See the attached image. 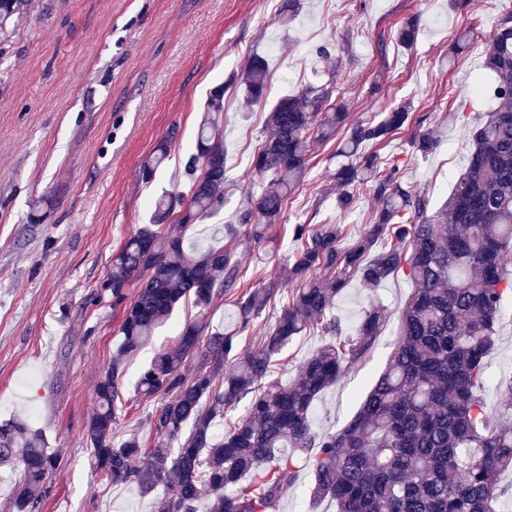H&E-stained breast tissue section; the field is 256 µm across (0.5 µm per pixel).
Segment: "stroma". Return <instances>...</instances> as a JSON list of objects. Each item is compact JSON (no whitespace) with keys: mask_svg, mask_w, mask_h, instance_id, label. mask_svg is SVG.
Wrapping results in <instances>:
<instances>
[{"mask_svg":"<svg viewBox=\"0 0 512 512\" xmlns=\"http://www.w3.org/2000/svg\"><path fill=\"white\" fill-rule=\"evenodd\" d=\"M282 0H32L0 56V422L18 420L59 449L61 466L35 512H156L157 493L112 484L92 468L83 439L97 383L120 342L123 305L105 292L113 254L150 217V203L165 193L187 192L183 161L192 152L203 106L225 87L224 151L228 191L223 209L201 223L162 225L166 236L212 244L216 231L234 223L246 190L262 181L251 169L265 139V113L301 84L318 83L334 66L336 87L350 103V122L380 119L404 105L409 124L373 146L378 158L403 160V180L440 206L452 178L472 149L471 129L492 105L471 94L490 80L482 49L506 0H303L298 17L283 24ZM419 15L413 49L395 40L401 23ZM471 30L468 50L453 48ZM329 46L332 58L318 57ZM264 57L269 73L294 69L302 83L269 80L263 103L247 105L228 86L251 55ZM423 118L437 141L416 155L411 138ZM178 135L169 159L151 181L143 161L170 129ZM337 141L317 149L302 186L285 204L269 239L232 243L245 282L274 287L269 307L241 337L257 347L292 291L284 268L297 244L296 224H337L350 245L375 208L369 187H358L349 210L336 204ZM413 291L403 275L376 289L353 282L334 315L353 324L375 300L387 324L371 351L346 377L326 389L313 411L316 430L334 432L356 411L383 372L399 331V315ZM197 310L179 304L151 342L124 366L120 385L123 431L152 446L148 416L155 403L140 398L136 382L159 351L174 346L180 328ZM324 342L316 331L297 336L280 354L272 381L285 383ZM512 377V296H506L480 390L497 410L496 383ZM310 467L277 512H336L331 500L313 499Z\"/></svg>","mask_w":512,"mask_h":512,"instance_id":"35a3bbf8","label":"stroma"}]
</instances>
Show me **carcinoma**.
<instances>
[{"label":"carcinoma","mask_w":512,"mask_h":512,"mask_svg":"<svg viewBox=\"0 0 512 512\" xmlns=\"http://www.w3.org/2000/svg\"><path fill=\"white\" fill-rule=\"evenodd\" d=\"M31 8V0H0V37ZM418 17L408 18L396 41L413 47ZM494 73L495 105L472 130V151L455 173L446 201L409 190L404 163H381L363 148L382 142L410 120L399 106L378 122L348 124L345 98H333V83L307 84L280 98L267 113L269 135L252 164L266 180L258 195L247 193L233 231L257 242L281 215L288 196L303 181L316 146L341 130L338 153L353 159L336 170V199L351 208L357 183L370 186L377 203L374 222L350 246H341L337 224H297V249L287 280L297 288L258 349L239 350L251 321L266 310L273 290L244 286L242 263L222 246L186 245L161 235L170 218L182 225L224 208V137L221 118L226 86L204 106L195 153L185 164L189 198L155 199L150 223L142 225L112 256L106 290L116 303L137 283L124 308L121 341L96 389L86 426L90 460L114 484L148 494L162 486L158 512H275L301 471L311 463L312 494L336 503V512H505L512 505V378L497 386L500 412L477 394L495 345L501 303L512 295L504 254L512 247V10L501 14L484 50ZM268 80L264 58H251L227 86H245L246 101L263 100ZM172 129L142 165L149 180L170 153ZM416 152L430 154L435 141L423 129ZM414 289L400 313V328L385 370L357 411L334 433L315 430V401L371 348L387 321L371 301L349 327L332 314L351 281L379 287L399 273ZM240 288L234 319L207 336L215 300ZM197 309L177 344L157 353L140 375L137 393L162 395L149 418L154 445L131 435L119 439L123 402L120 378L126 359L146 346L180 302ZM315 329L327 340L298 366L286 384L270 382L276 357L297 335ZM199 358L188 375L185 363ZM246 412L222 438L215 421L243 399ZM289 448L291 452L281 453ZM61 463L43 439L13 422L0 426V465L22 468L13 494L14 512H33Z\"/></svg>","instance_id":"1"}]
</instances>
